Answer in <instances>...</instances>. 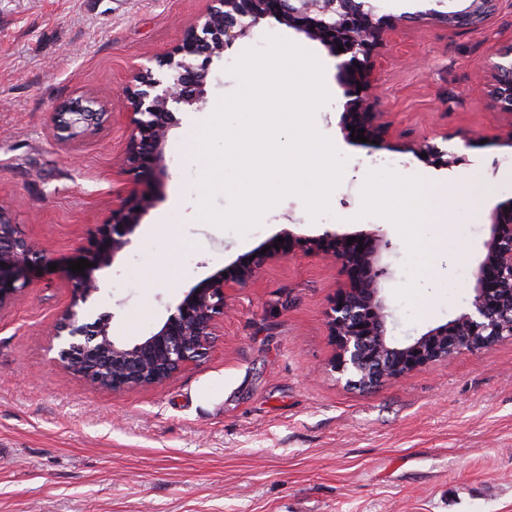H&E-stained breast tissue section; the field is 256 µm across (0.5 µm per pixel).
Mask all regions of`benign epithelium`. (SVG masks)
I'll list each match as a JSON object with an SVG mask.
<instances>
[{"label": "benign epithelium", "mask_w": 512, "mask_h": 512, "mask_svg": "<svg viewBox=\"0 0 512 512\" xmlns=\"http://www.w3.org/2000/svg\"><path fill=\"white\" fill-rule=\"evenodd\" d=\"M456 9H431L418 14L416 23L434 20L450 29L478 28L497 10L498 0H455ZM268 18L320 41L338 59L336 67L346 81L344 111L350 127L364 130V137L380 142L390 132L385 113L377 111L374 85V52L385 44L389 32L399 26L385 16L364 9L362 0H211L207 12L187 27L178 45L155 65H139L131 71L125 115L128 133L122 167L134 177L167 176L166 146L176 110L199 109L208 72L206 62ZM344 51H338V47ZM489 61L487 91L502 112L512 114V44L495 49ZM203 63H197L198 59ZM87 105L63 102L51 116L54 139L68 147L95 138L104 113ZM407 150L431 159L448 156L453 167L457 157L427 141H412ZM156 204L151 189H135L112 206L106 222L98 225L79 251L92 263L71 285L68 305L47 330L56 344V361L95 386L107 380L114 393L130 388L161 385L178 372L205 358L215 336L223 329L226 292L246 288L269 265L295 254L313 255L345 270L357 268L327 312L329 335L337 351L331 369L355 390L370 391L398 380L414 369L446 361L464 351H479L512 340V205L494 209L488 216V238L483 257L473 269V299L470 307L447 323L437 326L409 344H399L387 335L389 317L383 283L390 267L383 261L394 246L384 234L365 233L367 251H354L348 237L330 232L308 236L288 224L279 237L282 247L269 245L254 250L256 257L239 258L190 289L165 321L148 336L134 343L114 337L112 314L94 306L100 291L94 272L112 265L129 244L143 216ZM0 311L11 306L26 290L28 269L47 263L39 244L25 237L15 223L12 209L0 200ZM493 272L495 287L485 286Z\"/></svg>", "instance_id": "7a95c632"}]
</instances>
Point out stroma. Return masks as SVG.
Returning <instances> with one entry per match:
<instances>
[{"mask_svg":"<svg viewBox=\"0 0 512 512\" xmlns=\"http://www.w3.org/2000/svg\"><path fill=\"white\" fill-rule=\"evenodd\" d=\"M210 0H0V199L51 263L0 311V512H512V341L419 367L361 392L328 363L326 310L347 275L298 255L230 291L207 357L151 388L114 393L54 361L45 328L68 304V266L136 181L118 158L134 66L165 55ZM311 53L327 101L317 131L344 157L330 211L284 196L245 232L202 218L203 132L242 81L232 68L268 37ZM512 43V0L475 29L407 24L384 46L374 93L386 146L345 140V87L320 42L270 18L208 63L200 110L179 112L169 175L131 245L98 270V308L126 342L149 335L189 288L295 221L297 233L378 231L394 249L388 331L409 342L466 309L487 216L512 204V114L485 92L491 52ZM107 116L73 149L55 143L58 103ZM451 135L438 167L410 139ZM448 199L447 223H416L419 185Z\"/></svg>","mask_w":512,"mask_h":512,"instance_id":"obj_1","label":"stroma"}]
</instances>
